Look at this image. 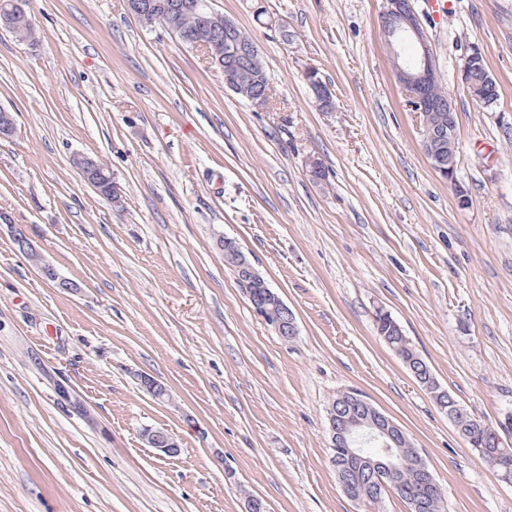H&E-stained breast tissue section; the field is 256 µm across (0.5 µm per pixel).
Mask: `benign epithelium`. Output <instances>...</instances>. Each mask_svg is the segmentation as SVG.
Returning a JSON list of instances; mask_svg holds the SVG:
<instances>
[{
  "instance_id": "benign-epithelium-1",
  "label": "benign epithelium",
  "mask_w": 512,
  "mask_h": 512,
  "mask_svg": "<svg viewBox=\"0 0 512 512\" xmlns=\"http://www.w3.org/2000/svg\"><path fill=\"white\" fill-rule=\"evenodd\" d=\"M130 14L144 16L163 10L162 16L172 17L184 9V4L172 0L162 6L153 0H127ZM26 15L23 0H12L11 9L0 10V28L10 30L14 26V19ZM382 29L387 37L388 46L393 54L396 80L411 102L415 112L421 114L426 111L431 102V94L438 82L435 55L429 44L422 26L421 19L412 3V0H385L381 16ZM232 30L233 24L223 15L209 11L199 26L193 32L186 34L182 42L192 48L205 52V60L212 66L219 67L224 73L226 86L237 94L245 95L255 101L254 107L262 108V98L251 95L252 83L259 80L262 74L263 63L257 47L250 48L249 70L250 78L244 79L236 63L237 52L235 46H226L222 49L217 46L219 42L218 29ZM305 80L315 98L320 104H325L331 98V90L321 81L317 71L313 68L305 72ZM421 144L431 166L443 178L454 180L456 163L453 160L445 161L441 150L434 139L426 132H421ZM84 182L99 195H110L112 202L116 203L121 197L119 186L112 178L104 175L98 168L95 160L88 156L75 159ZM0 224H6L11 229L15 242L21 245L26 253H34L36 249L22 228L14 223L5 214H0ZM224 253L234 260V273L241 286L251 288L259 285L268 289L267 303L257 306L254 312L275 332L296 335L297 327L292 312L285 306L275 307L280 301L276 293L269 291V285L253 266L249 257L240 249L237 242L228 237H220ZM356 408L340 419L335 415L328 416L331 435V447L341 444L347 448L349 467L352 470L365 465L371 467L378 481L383 484H397L400 472L410 466L414 468L423 482V487L435 491L438 485L432 473L418 457L407 459L397 448L407 439L404 430L382 413L369 400L356 396Z\"/></svg>"
}]
</instances>
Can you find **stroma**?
<instances>
[{
    "label": "stroma",
    "instance_id": "stroma-1",
    "mask_svg": "<svg viewBox=\"0 0 512 512\" xmlns=\"http://www.w3.org/2000/svg\"><path fill=\"white\" fill-rule=\"evenodd\" d=\"M209 5L252 35L264 109L127 0H27L35 45L0 30V108L17 122L0 139V212L79 287L44 278L0 229V512H246L252 496L270 512H409L393 493L374 506L342 491L326 409L346 389L408 432L447 512H512V483L375 328L390 313L472 416L512 412V0H453L438 24L414 0L457 108L452 183L395 79L383 0ZM475 47L497 84L489 107L460 78ZM77 155L108 165L121 205L83 182ZM221 235L296 336L256 315ZM146 427L178 452L148 445Z\"/></svg>",
    "mask_w": 512,
    "mask_h": 512
}]
</instances>
